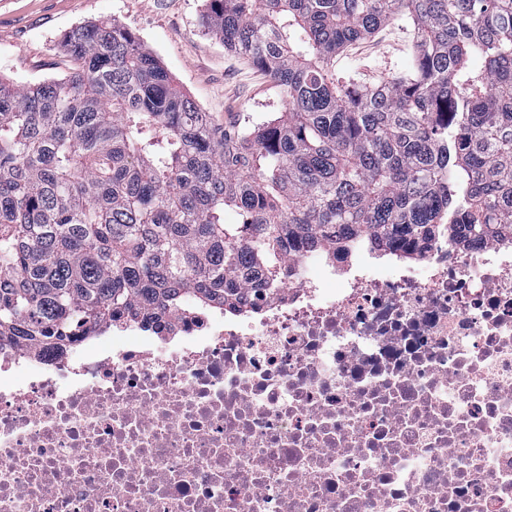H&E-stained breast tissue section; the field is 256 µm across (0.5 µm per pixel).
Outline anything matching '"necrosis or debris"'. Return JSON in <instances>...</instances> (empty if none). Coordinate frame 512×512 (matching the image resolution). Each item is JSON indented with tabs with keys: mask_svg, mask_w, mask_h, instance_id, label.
I'll return each instance as SVG.
<instances>
[{
	"mask_svg": "<svg viewBox=\"0 0 512 512\" xmlns=\"http://www.w3.org/2000/svg\"><path fill=\"white\" fill-rule=\"evenodd\" d=\"M369 254L0 345V512H512V241Z\"/></svg>",
	"mask_w": 512,
	"mask_h": 512,
	"instance_id": "obj_1",
	"label": "necrosis or debris"
}]
</instances>
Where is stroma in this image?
<instances>
[{"mask_svg":"<svg viewBox=\"0 0 512 512\" xmlns=\"http://www.w3.org/2000/svg\"><path fill=\"white\" fill-rule=\"evenodd\" d=\"M205 0H0V75L27 86L61 79L71 28L103 19L135 33L217 128L253 125L284 109L269 76L206 34ZM414 28L398 19L336 56L338 78L373 84L407 69Z\"/></svg>","mask_w":512,"mask_h":512,"instance_id":"35a3bbf8","label":"stroma"}]
</instances>
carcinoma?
<instances>
[{
    "label": "carcinoma",
    "mask_w": 512,
    "mask_h": 512,
    "mask_svg": "<svg viewBox=\"0 0 512 512\" xmlns=\"http://www.w3.org/2000/svg\"><path fill=\"white\" fill-rule=\"evenodd\" d=\"M207 5L204 30L283 89V111L218 135L113 21L65 33L61 80L0 77V343L236 308L281 282L288 252L355 235L512 239V0ZM398 15L413 74L337 80L336 54Z\"/></svg>",
    "instance_id": "obj_1"
}]
</instances>
